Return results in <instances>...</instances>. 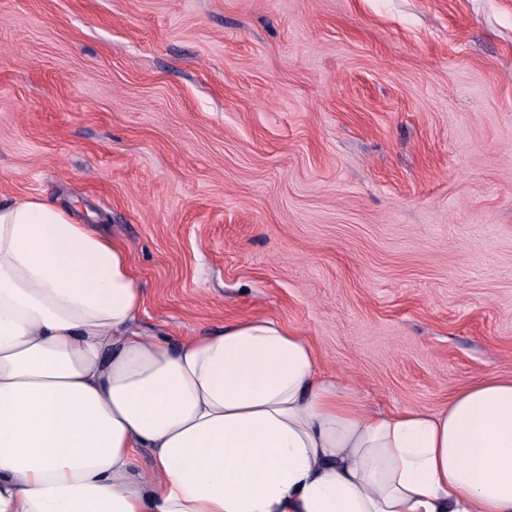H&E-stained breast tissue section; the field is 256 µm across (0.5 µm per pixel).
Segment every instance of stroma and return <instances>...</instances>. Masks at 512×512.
Returning a JSON list of instances; mask_svg holds the SVG:
<instances>
[{
  "label": "stroma",
  "mask_w": 512,
  "mask_h": 512,
  "mask_svg": "<svg viewBox=\"0 0 512 512\" xmlns=\"http://www.w3.org/2000/svg\"><path fill=\"white\" fill-rule=\"evenodd\" d=\"M123 244L137 327L262 316L371 411L512 378V0H0V196Z\"/></svg>",
  "instance_id": "obj_1"
}]
</instances>
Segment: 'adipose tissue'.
<instances>
[{"instance_id":"obj_1","label":"adipose tissue","mask_w":512,"mask_h":512,"mask_svg":"<svg viewBox=\"0 0 512 512\" xmlns=\"http://www.w3.org/2000/svg\"><path fill=\"white\" fill-rule=\"evenodd\" d=\"M142 305L123 245L0 202V512H512V379L378 415L274 321L173 341Z\"/></svg>"}]
</instances>
